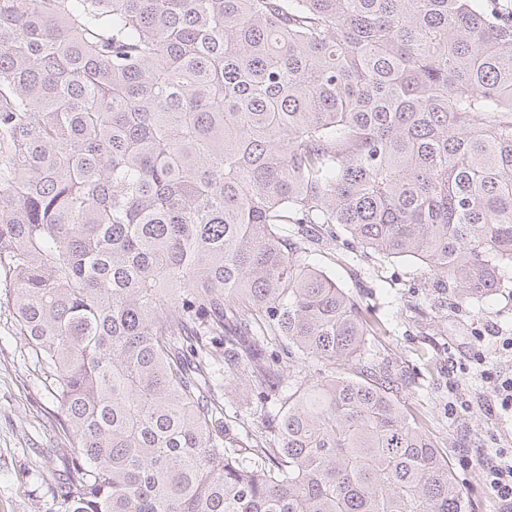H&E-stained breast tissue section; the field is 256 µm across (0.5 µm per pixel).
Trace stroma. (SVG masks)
Listing matches in <instances>:
<instances>
[{
  "label": "stroma",
  "instance_id": "obj_1",
  "mask_svg": "<svg viewBox=\"0 0 512 512\" xmlns=\"http://www.w3.org/2000/svg\"><path fill=\"white\" fill-rule=\"evenodd\" d=\"M286 242L309 249L311 260L379 321L370 337L371 357L400 378L401 394L436 447L448 454L471 512H496L494 494L476 464L480 450L512 448V422L486 410L491 390L483 371L512 373V352L499 339L512 336V298L492 295L478 304L454 300L436 275L415 259H386L363 249L338 224H284ZM480 350L482 362L470 359ZM466 368L473 406L449 417L455 398L452 372ZM218 406L235 423L243 445L270 426L252 401L248 374L240 366H215ZM46 376L30 355L8 306L0 307V512H51L55 475L63 467L56 448Z\"/></svg>",
  "mask_w": 512,
  "mask_h": 512
}]
</instances>
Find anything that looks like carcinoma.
<instances>
[{
  "label": "carcinoma",
  "mask_w": 512,
  "mask_h": 512,
  "mask_svg": "<svg viewBox=\"0 0 512 512\" xmlns=\"http://www.w3.org/2000/svg\"><path fill=\"white\" fill-rule=\"evenodd\" d=\"M281 224L505 292L512 0H0V285L72 448L55 512H468ZM226 357L260 448L216 415ZM212 372L214 382L217 383L214 389L219 410L222 408L224 417L236 423L233 433L242 441L240 445L245 447L254 444L255 435L269 430L266 427L272 425V417L267 414V409H262L251 400L254 397L248 378L250 374L229 361L215 366Z\"/></svg>",
  "instance_id": "cac0c4a2"
}]
</instances>
